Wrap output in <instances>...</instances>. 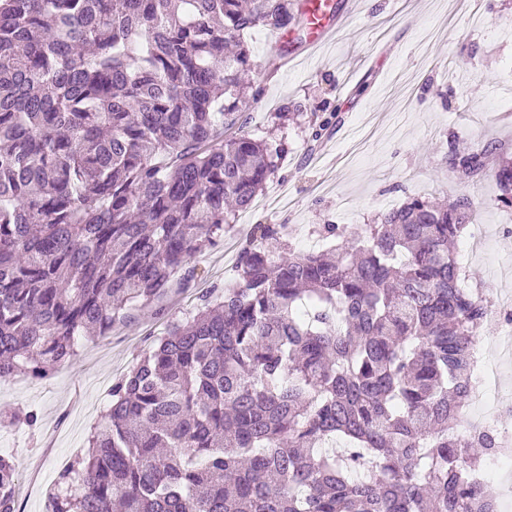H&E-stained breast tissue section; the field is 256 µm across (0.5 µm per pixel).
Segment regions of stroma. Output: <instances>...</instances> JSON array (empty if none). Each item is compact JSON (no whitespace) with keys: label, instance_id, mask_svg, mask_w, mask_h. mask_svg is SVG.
I'll use <instances>...</instances> for the list:
<instances>
[{"label":"stroma","instance_id":"35a3bbf8","mask_svg":"<svg viewBox=\"0 0 512 512\" xmlns=\"http://www.w3.org/2000/svg\"><path fill=\"white\" fill-rule=\"evenodd\" d=\"M308 24L289 28L290 62L270 52L273 35H247L258 101L246 114L253 137L283 149L278 168L249 210L230 216L223 238L190 261L195 277L157 307L132 308L111 333L79 337L74 361L34 382L0 380V455L16 467L20 512H50L60 473L84 455L105 426L112 388L154 346L168 324L195 314L202 294L236 282L240 250L255 225L285 224L293 252L321 249L325 224L353 232L415 196L452 201L465 195L487 241L456 249L464 285L486 297L512 294V208L493 206L494 182L464 179L447 163L449 148L496 141L512 148V0H363L336 38L309 51ZM300 105L297 118L273 127L271 115ZM330 119L318 156L308 139ZM35 412L37 423L23 417Z\"/></svg>","mask_w":512,"mask_h":512}]
</instances>
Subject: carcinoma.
I'll return each mask as SVG.
<instances>
[{"instance_id": "1", "label": "carcinoma", "mask_w": 512, "mask_h": 512, "mask_svg": "<svg viewBox=\"0 0 512 512\" xmlns=\"http://www.w3.org/2000/svg\"><path fill=\"white\" fill-rule=\"evenodd\" d=\"M308 0H0V378H48L74 337L150 306L250 209L283 149L245 130V35ZM449 168L495 182L503 147ZM474 202L413 197L351 239L287 251L261 224L224 295L112 387L51 512H495L459 428L485 301L453 246ZM0 457V512H17Z\"/></svg>"}]
</instances>
